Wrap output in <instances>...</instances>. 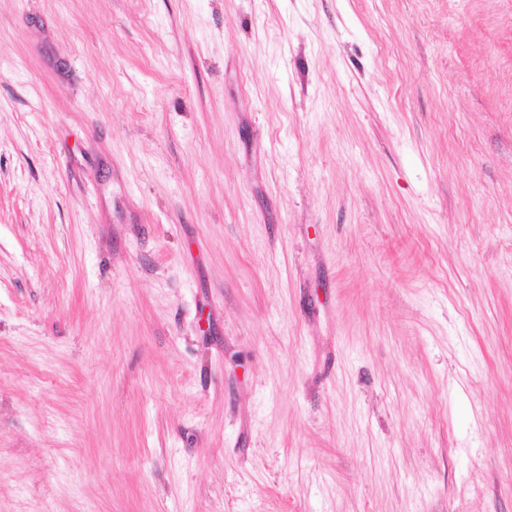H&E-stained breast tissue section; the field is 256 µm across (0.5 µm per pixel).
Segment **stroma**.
<instances>
[{
    "mask_svg": "<svg viewBox=\"0 0 512 512\" xmlns=\"http://www.w3.org/2000/svg\"><path fill=\"white\" fill-rule=\"evenodd\" d=\"M0 512H512V0H0Z\"/></svg>",
    "mask_w": 512,
    "mask_h": 512,
    "instance_id": "obj_1",
    "label": "stroma"
}]
</instances>
